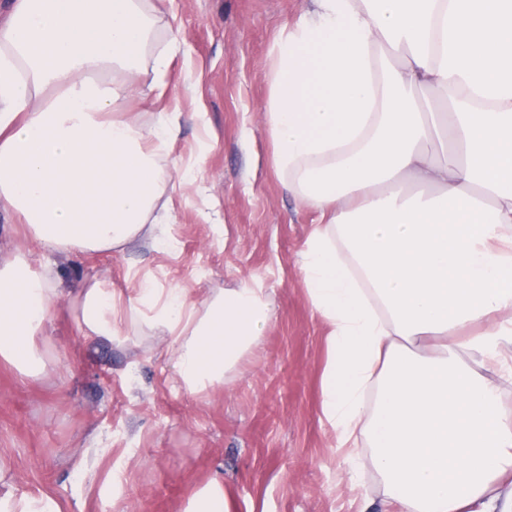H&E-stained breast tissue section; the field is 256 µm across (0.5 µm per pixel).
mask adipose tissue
Here are the masks:
<instances>
[{"label":"adipose tissue","mask_w":512,"mask_h":512,"mask_svg":"<svg viewBox=\"0 0 512 512\" xmlns=\"http://www.w3.org/2000/svg\"><path fill=\"white\" fill-rule=\"evenodd\" d=\"M182 47L158 0H13L0 23V213L67 257L170 252L166 104ZM265 106L283 187L316 213L299 253L329 326L323 418L351 487L368 449L392 512H512V0H310L273 49ZM67 299L82 336L165 335L191 394L264 343L261 288L126 292L34 272L0 246V360L46 371L35 338ZM0 512H63L18 491Z\"/></svg>","instance_id":"obj_1"}]
</instances>
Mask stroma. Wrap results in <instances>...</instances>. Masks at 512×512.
Here are the masks:
<instances>
[{
  "label": "stroma",
  "mask_w": 512,
  "mask_h": 512,
  "mask_svg": "<svg viewBox=\"0 0 512 512\" xmlns=\"http://www.w3.org/2000/svg\"><path fill=\"white\" fill-rule=\"evenodd\" d=\"M305 0H163L183 51L168 74L171 98L206 115L186 125L179 169L203 155L196 181L175 189V250L149 248L66 258L32 252L34 271L119 291L129 274L192 291L245 283L265 289L275 314L263 352L208 399L177 383L161 336L126 344L85 338L73 302L36 336L47 368L21 381L0 365V455L21 490L48 489L87 512H184L196 481L216 475L234 512H357L356 494L382 512L376 473L361 459L352 491L322 420L327 325L313 314L297 254L315 215L286 191L265 121L271 49ZM85 460V471L74 464Z\"/></svg>",
  "instance_id": "obj_1"
}]
</instances>
